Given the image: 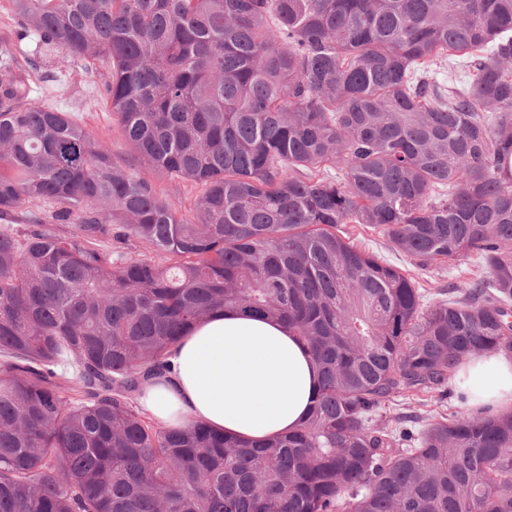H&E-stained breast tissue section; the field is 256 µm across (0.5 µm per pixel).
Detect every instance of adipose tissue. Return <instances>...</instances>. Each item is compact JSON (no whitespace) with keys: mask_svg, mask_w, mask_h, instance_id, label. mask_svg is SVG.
Returning a JSON list of instances; mask_svg holds the SVG:
<instances>
[{"mask_svg":"<svg viewBox=\"0 0 512 512\" xmlns=\"http://www.w3.org/2000/svg\"><path fill=\"white\" fill-rule=\"evenodd\" d=\"M170 370L149 381L140 405L156 422H202L250 441L300 427L319 389L306 346L284 323L252 312L219 311L170 353ZM470 407L512 406V356L475 355L458 372Z\"/></svg>","mask_w":512,"mask_h":512,"instance_id":"adipose-tissue-1","label":"adipose tissue"}]
</instances>
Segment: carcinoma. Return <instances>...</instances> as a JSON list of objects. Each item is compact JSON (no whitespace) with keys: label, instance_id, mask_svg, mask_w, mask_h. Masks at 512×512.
I'll list each match as a JSON object with an SVG mask.
<instances>
[{"label":"carcinoma","instance_id":"carcinoma-1","mask_svg":"<svg viewBox=\"0 0 512 512\" xmlns=\"http://www.w3.org/2000/svg\"><path fill=\"white\" fill-rule=\"evenodd\" d=\"M11 3L37 56L109 64L143 170L33 99L0 38V512H512L511 410L387 416L463 403L461 364L512 354V0ZM153 175L202 186L194 220ZM114 224L170 263L112 258ZM339 224L485 276L427 302ZM226 308L307 346L299 429L253 444L135 407ZM395 402V404L390 405V412L392 415H398L403 412H408L409 408H413L412 410L418 411L422 416L426 417H433V416H439L440 414H448L452 411L456 410V407H458L459 403L456 399H448L444 401V403H438V401L432 399H428V401H425L424 406H417L414 404H408V400ZM410 405V407H409Z\"/></svg>","mask_w":512,"mask_h":512}]
</instances>
